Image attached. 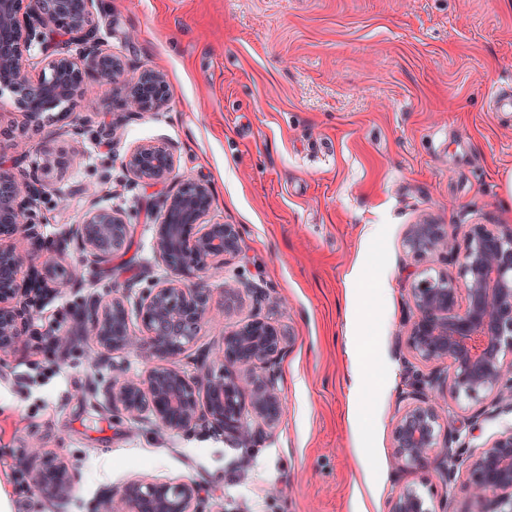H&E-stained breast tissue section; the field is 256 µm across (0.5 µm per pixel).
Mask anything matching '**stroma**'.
<instances>
[{
	"label": "stroma",
	"mask_w": 512,
	"mask_h": 512,
	"mask_svg": "<svg viewBox=\"0 0 512 512\" xmlns=\"http://www.w3.org/2000/svg\"><path fill=\"white\" fill-rule=\"evenodd\" d=\"M103 47L126 78L146 67L171 88L158 112L108 123L102 89L72 106L53 138L29 132V158L57 159L47 176L45 237L79 223L90 198L129 217L124 250L107 265L70 249L60 265L83 288L53 295L25 354L0 369V487L10 512H92L99 497L134 479L190 481L205 512H387L412 485L447 512H468L463 479L434 466L392 469V424L410 356L397 336L406 314L410 224H511L512 112L490 107L494 86L512 85V6L504 0H94ZM149 140L170 145L176 175L132 180L124 156ZM190 175L214 196L208 223L238 225L242 256L211 274L215 302L225 279L267 292L242 293L198 344L221 342L252 314L283 328L284 397L279 424L233 466L240 449L195 430L171 435L112 411L92 384L135 377L142 353L112 352L92 365V343L67 355L43 336L70 330L86 293L135 303L168 271L153 250L163 198ZM377 234H369L371 225ZM353 349H346V339ZM368 385L350 390L358 370ZM76 471L71 494L51 504L13 465L28 442Z\"/></svg>",
	"instance_id": "stroma-1"
}]
</instances>
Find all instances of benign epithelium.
<instances>
[{"label":"benign epithelium","instance_id":"benign-epithelium-1","mask_svg":"<svg viewBox=\"0 0 512 512\" xmlns=\"http://www.w3.org/2000/svg\"><path fill=\"white\" fill-rule=\"evenodd\" d=\"M92 0H0V94L16 96L27 125L42 131L51 113L69 112V102L95 84L112 89L111 105L121 113L154 112L170 99L166 75L145 69L124 78V63L102 48L91 18ZM45 57L41 72L27 70V54ZM124 170L143 183L166 180L175 158L162 141L138 144L123 160ZM43 168L14 171L0 164V363L25 351L37 314L46 300L72 286L54 274L72 242L99 263H108L128 239L126 214L93 201L83 220L65 238L44 237ZM213 208L208 185L192 178L167 195L154 225L153 249L170 276L141 291L130 314L122 295H90L77 313L75 329L53 336L48 345L67 351L75 331H88L97 363L117 350L137 349L153 362L143 375L110 379L99 391L112 410L131 420H150L170 434L204 426L221 433L242 454L234 465L245 470L250 452L272 432L282 411L279 363L287 337L271 322L254 317L224 333L215 351L196 354L197 371L178 367L214 318L203 279L243 251L234 224H206ZM415 261L407 299V352L431 368L412 375L403 389L392 429L393 469L436 464L443 478L462 474L472 499L470 512H512V427L463 455L452 447L460 436L456 409L489 402L467 418L469 432L502 409L512 410V225L501 229L467 224L461 238L443 224L424 219L409 225L404 238ZM458 265L452 277L435 268ZM253 284L224 281V309ZM447 388L456 409L436 394ZM39 466H32V461ZM34 490L57 501L72 489L74 470L33 442L23 456ZM96 512H202V496L189 482L134 480L117 494H104ZM388 512H446L417 488L405 485Z\"/></svg>","mask_w":512,"mask_h":512}]
</instances>
